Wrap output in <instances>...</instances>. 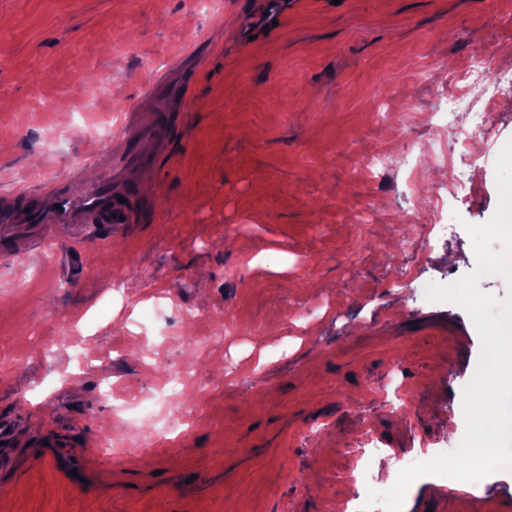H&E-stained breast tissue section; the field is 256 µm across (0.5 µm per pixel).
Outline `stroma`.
I'll return each instance as SVG.
<instances>
[{
	"label": "stroma",
	"mask_w": 512,
	"mask_h": 512,
	"mask_svg": "<svg viewBox=\"0 0 512 512\" xmlns=\"http://www.w3.org/2000/svg\"><path fill=\"white\" fill-rule=\"evenodd\" d=\"M268 0H0V187L74 176L120 160L152 83L176 88L167 150L141 177L135 220L15 233L0 256V418L15 420L0 470V512H340L372 460L390 489L392 455L458 447L463 391L482 358L468 315L394 288L398 270L456 282L477 255L470 227L494 215L495 161L512 141V100L491 137L385 178L361 169L377 147L434 143L448 71L487 42L512 67V0H296L267 29ZM465 181L447 202L448 239L419 246L427 191ZM371 206L374 224L349 212ZM136 285L96 315L113 278ZM334 313L303 326L308 300ZM192 307L206 316H180ZM246 342L226 377L225 319ZM90 357L86 370L72 349ZM181 375L194 421L180 435H132L98 393L107 371L124 398L155 392L150 369ZM403 383L404 405H389ZM75 460L76 472L62 466ZM512 497L497 470L452 489L428 475L401 512H493Z\"/></svg>",
	"instance_id": "obj_1"
}]
</instances>
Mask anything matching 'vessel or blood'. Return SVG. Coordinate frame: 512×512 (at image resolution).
<instances>
[{"label": "vessel or blood", "instance_id": "vessel-or-blood-1", "mask_svg": "<svg viewBox=\"0 0 512 512\" xmlns=\"http://www.w3.org/2000/svg\"><path fill=\"white\" fill-rule=\"evenodd\" d=\"M169 123L168 112L154 113L141 128L139 136L130 138L123 154L122 168H103L100 180L94 184H71L53 190L50 204H42L40 189H20L26 208L21 211L13 204L0 202V229L32 224H107L113 232H122L128 223L125 219L127 210L120 199L139 192V184L131 176L132 170L142 163L139 140L143 137L162 139Z\"/></svg>", "mask_w": 512, "mask_h": 512}]
</instances>
